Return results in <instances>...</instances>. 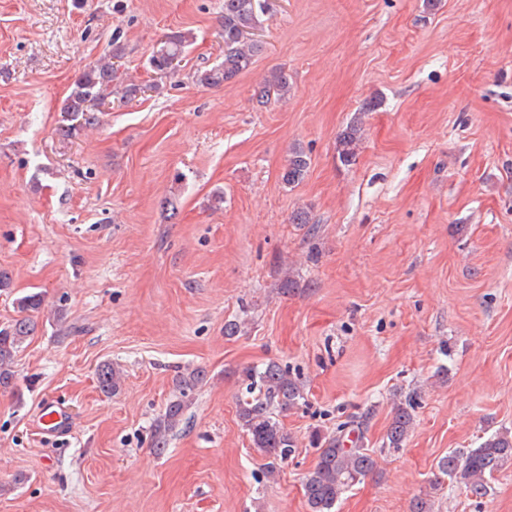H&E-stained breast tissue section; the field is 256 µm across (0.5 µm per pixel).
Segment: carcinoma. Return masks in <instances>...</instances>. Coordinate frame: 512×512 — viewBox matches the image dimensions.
Here are the masks:
<instances>
[{"mask_svg": "<svg viewBox=\"0 0 512 512\" xmlns=\"http://www.w3.org/2000/svg\"><path fill=\"white\" fill-rule=\"evenodd\" d=\"M263 12L261 0H224V15L220 37L224 41V60L203 71L196 80L202 85L219 86L249 73L262 45L243 36L247 30L260 25ZM188 36L184 33L169 35L153 49L149 63L157 73L170 70V65L182 57ZM109 55L87 66L75 79L63 111L85 115L97 112L114 94L121 100H132L145 92L142 84L115 82L116 70ZM288 75L282 70L271 72L254 90L253 99L260 106L267 105L272 97L288 94ZM361 142V123L352 121L336 141L340 162L349 165L356 160ZM310 166L307 153L300 147L290 150L288 162L281 173L284 184L293 187L305 177ZM37 327L29 317L15 319L0 326V388L14 385L13 364L16 353L27 337ZM244 381L250 397L239 404V418L251 444L265 455L276 460H286L297 448L295 437L278 418V413L290 410L304 399L301 382L290 374L288 368L277 362L245 372ZM99 387L107 395L119 391L121 374L107 363L98 370ZM185 408L184 400L169 402L165 413L153 428L156 452L166 449L170 433L179 425ZM368 415L351 423L340 425L336 436H316L317 459L302 483L310 512H333L337 501L347 489L376 467L375 456L363 447L362 438ZM414 427V405L411 402L396 406L386 434L391 448H400ZM512 461V430L495 432L484 438L475 448L466 451L452 450L438 462L440 473L459 482L474 497H483L489 488L488 481L506 463Z\"/></svg>", "mask_w": 512, "mask_h": 512, "instance_id": "1", "label": "carcinoma"}]
</instances>
